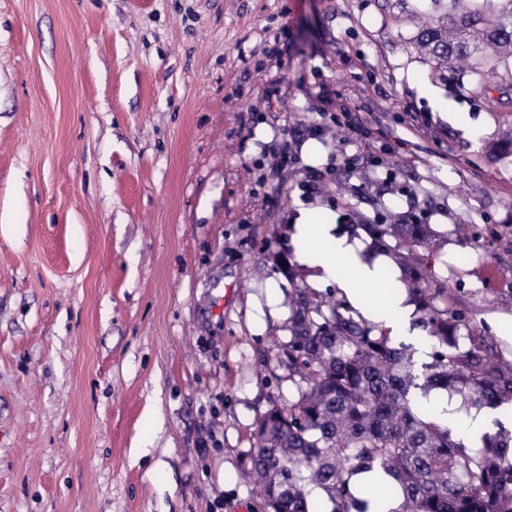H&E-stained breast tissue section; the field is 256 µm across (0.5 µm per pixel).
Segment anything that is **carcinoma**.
<instances>
[{"mask_svg": "<svg viewBox=\"0 0 512 512\" xmlns=\"http://www.w3.org/2000/svg\"><path fill=\"white\" fill-rule=\"evenodd\" d=\"M450 4L453 23L431 22L413 39L436 68L452 67L484 90L512 59V0H431ZM384 223L362 221L375 251L400 270L392 293L416 305L412 329L419 343H406L370 322L339 288L319 290L298 283V262L276 258L275 272L288 277L290 314L271 350L287 369L288 399H272L259 414L255 446L243 476L257 487L265 512H366L352 479L382 469L402 495L401 512H512V429L465 444L416 393L454 391L466 407L512 412V360L459 306L453 289L430 284L424 252L437 249L429 224L391 209ZM318 489L325 506L309 496Z\"/></svg>", "mask_w": 512, "mask_h": 512, "instance_id": "obj_1", "label": "carcinoma"}]
</instances>
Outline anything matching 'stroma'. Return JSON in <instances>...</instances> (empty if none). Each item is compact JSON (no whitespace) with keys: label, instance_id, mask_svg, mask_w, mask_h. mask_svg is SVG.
<instances>
[{"label":"stroma","instance_id":"35a3bbf8","mask_svg":"<svg viewBox=\"0 0 512 512\" xmlns=\"http://www.w3.org/2000/svg\"><path fill=\"white\" fill-rule=\"evenodd\" d=\"M431 8L0 0V512H263L304 212L413 213L434 283L512 321V70L434 74Z\"/></svg>","mask_w":512,"mask_h":512}]
</instances>
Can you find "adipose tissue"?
<instances>
[{
    "label": "adipose tissue",
    "mask_w": 512,
    "mask_h": 512,
    "mask_svg": "<svg viewBox=\"0 0 512 512\" xmlns=\"http://www.w3.org/2000/svg\"><path fill=\"white\" fill-rule=\"evenodd\" d=\"M293 237L306 251L314 253L317 281L335 282L351 301H358L363 286L382 282L395 271L387 256L363 257L362 245L334 234L332 225L297 223ZM431 398L443 408L441 420L454 424L458 439L467 442L489 432L493 417L490 409L464 408L459 398L443 391L432 393ZM356 481L368 502V512H400L402 498L388 491L389 478L381 470L360 474Z\"/></svg>",
    "instance_id": "1"
}]
</instances>
